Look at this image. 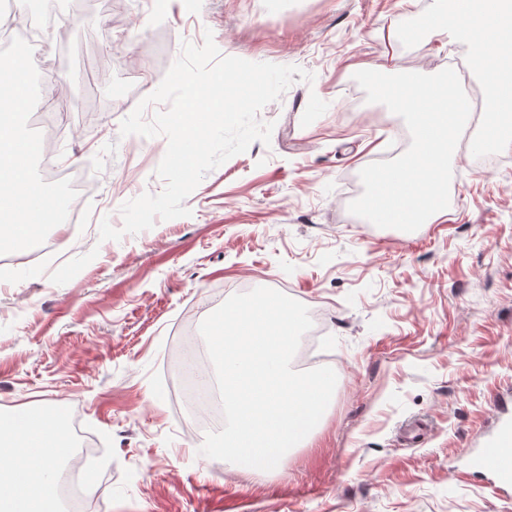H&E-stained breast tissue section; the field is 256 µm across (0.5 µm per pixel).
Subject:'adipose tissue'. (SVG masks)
Returning <instances> with one entry per match:
<instances>
[{
  "label": "adipose tissue",
  "instance_id": "1",
  "mask_svg": "<svg viewBox=\"0 0 512 512\" xmlns=\"http://www.w3.org/2000/svg\"><path fill=\"white\" fill-rule=\"evenodd\" d=\"M457 29L472 43L476 61L488 76L484 107L493 125L490 139L512 145L494 122L512 116V0H442L429 22L431 38L443 40ZM25 61L0 57V237L15 245L33 240L56 223L57 200L29 181L22 162L37 150L35 143L11 136L9 129L24 92ZM69 427L55 404L38 410L0 414V512H60L53 476L71 451Z\"/></svg>",
  "mask_w": 512,
  "mask_h": 512
}]
</instances>
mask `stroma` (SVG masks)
Returning a JSON list of instances; mask_svg holds the SVG:
<instances>
[{
    "mask_svg": "<svg viewBox=\"0 0 512 512\" xmlns=\"http://www.w3.org/2000/svg\"><path fill=\"white\" fill-rule=\"evenodd\" d=\"M57 23L30 57L13 134L57 126V170L87 174L78 228L43 253L10 248L0 265V413L55 402L86 435L94 512H512L490 470L471 469L498 419L512 420V159L486 164L483 139L458 144L448 213L413 232L356 220L360 171L393 157L402 118L370 103L357 71L454 68L485 77L469 40L402 44L439 0H14ZM212 32L221 55L294 65L266 105L270 144L209 172L191 214L99 241L120 206L158 193L165 137L121 136L182 43ZM270 287L322 312L320 347L337 375L311 444L282 470L204 461L185 436L169 379L186 323L241 285ZM420 419L424 438L400 439Z\"/></svg>",
    "mask_w": 512,
    "mask_h": 512,
    "instance_id": "1",
    "label": "stroma"
}]
</instances>
